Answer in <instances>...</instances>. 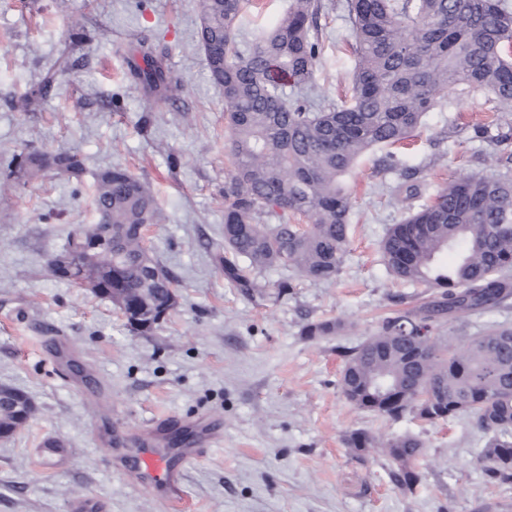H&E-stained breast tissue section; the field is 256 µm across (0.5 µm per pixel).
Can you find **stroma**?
I'll list each match as a JSON object with an SVG mask.
<instances>
[{"mask_svg": "<svg viewBox=\"0 0 512 512\" xmlns=\"http://www.w3.org/2000/svg\"><path fill=\"white\" fill-rule=\"evenodd\" d=\"M236 21L250 41L286 13L290 0H253ZM322 55L310 95L332 100L348 87L347 0H322ZM81 15L84 26L68 19ZM196 0H0V180L23 151L79 153L80 178L48 175L17 185L0 211V386L24 391L35 406L26 426L0 441V512H512V480L476 462L486 436L461 416L429 424L405 416L385 424L353 406L338 380L342 351L375 335L384 318L415 311L430 291L395 279L380 243L402 222L407 187L425 201L457 173L494 174L492 144L472 126L492 119L474 92L428 113L403 172L386 173L377 154L349 179L353 197L349 257L336 281L289 279L282 297L250 298L233 288L215 257L224 250V94L195 45ZM167 53L183 85L177 101L146 95L128 73L139 41ZM40 101L26 111L32 93ZM120 166L153 187L166 221L151 246L176 278L178 304L153 331H129L109 300L51 277L46 262L67 234L95 223L90 192L98 172ZM340 320L329 336H304L305 324ZM66 338L63 359L48 362L35 322ZM512 327L505 307L432 324L456 340L492 325ZM206 413L221 441L183 472V499L168 508L131 486L107 460L123 446L114 431ZM386 429L425 443L414 492L397 487L389 461L358 456L353 430ZM69 455L46 465L45 439Z\"/></svg>", "mask_w": 512, "mask_h": 512, "instance_id": "1", "label": "stroma"}]
</instances>
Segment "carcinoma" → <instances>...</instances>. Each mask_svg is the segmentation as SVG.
<instances>
[{"instance_id": "cac0c4a2", "label": "carcinoma", "mask_w": 512, "mask_h": 512, "mask_svg": "<svg viewBox=\"0 0 512 512\" xmlns=\"http://www.w3.org/2000/svg\"><path fill=\"white\" fill-rule=\"evenodd\" d=\"M248 0H198L197 43L211 81L224 91L233 169L224 180V280L249 297L268 295L258 276L291 269L314 284L334 281L345 262L352 196L345 179L370 150L388 147L383 170L394 171L402 149L416 138L422 118L471 91L491 97L492 111L512 112V4L509 0H350V51L355 59L350 94L317 107L288 97L314 80L320 55V0H291L271 29L241 46L235 23ZM130 74L149 92L176 99L181 83L164 65L165 52L140 45ZM474 128L502 145L512 133ZM83 159L72 151L20 156L26 180L49 173L78 178ZM96 253L75 255L72 276L94 294L132 303L135 334L156 326L176 305L175 280L138 234L162 214L150 184L116 166L96 175ZM298 215L307 228L288 222ZM512 170L494 176L460 173L429 200L393 224L382 242L383 260L399 280L439 288L414 314L386 318L379 332L345 352L340 388L360 409L396 422L405 414L427 423L470 414L488 435L480 459L501 479L512 478V329L487 328L455 344L428 335L430 323L493 311L512 296ZM459 251L450 269L436 264ZM60 256L48 262L60 280ZM343 329L326 320L303 328L307 336ZM35 413L14 389L0 387V425L19 429ZM347 447L391 463L398 485L421 481L424 442L415 435L354 430Z\"/></svg>"}]
</instances>
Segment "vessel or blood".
Returning <instances> with one entry per match:
<instances>
[{"label":"vessel or blood","instance_id":"1","mask_svg":"<svg viewBox=\"0 0 512 512\" xmlns=\"http://www.w3.org/2000/svg\"><path fill=\"white\" fill-rule=\"evenodd\" d=\"M163 428V422L158 421L124 433L122 439L133 453L124 457L122 465L134 486L152 490L162 501L174 502L181 495V467L197 460L205 448L217 441L219 433L215 424L204 419L198 425L195 441L168 448L164 445Z\"/></svg>","mask_w":512,"mask_h":512}]
</instances>
